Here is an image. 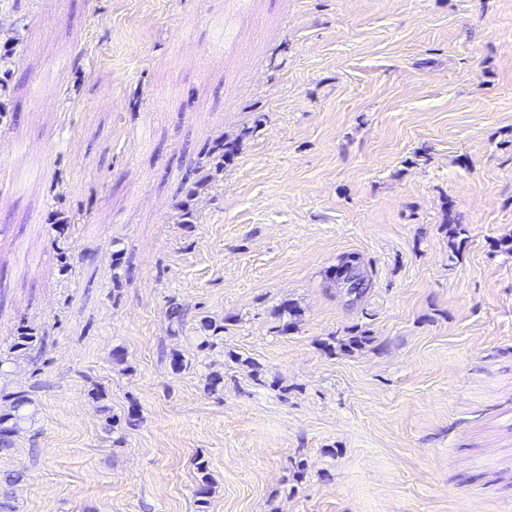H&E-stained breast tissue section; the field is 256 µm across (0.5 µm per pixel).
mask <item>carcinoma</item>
Instances as JSON below:
<instances>
[{"instance_id": "1", "label": "carcinoma", "mask_w": 512, "mask_h": 512, "mask_svg": "<svg viewBox=\"0 0 512 512\" xmlns=\"http://www.w3.org/2000/svg\"><path fill=\"white\" fill-rule=\"evenodd\" d=\"M238 145L234 141L218 142L207 151L210 166L213 170L197 169L199 178L186 191L191 197L213 178V172L224 170V164L237 152ZM345 271L343 284L350 295H362L369 283L355 260L350 259L341 265ZM43 337L27 325L17 328L15 336L7 349H0V456H9L17 447L23 436L31 432L37 415L34 390L30 388H11L6 383L8 367L20 359H31L30 353L41 345ZM89 396L97 403L98 411L105 416L106 432L114 434L119 430L120 423L110 415V408L104 404L106 392L95 386L89 390ZM201 474L195 491L196 505L199 512H205V504L210 494L211 484L208 477V464L201 460L196 463ZM22 482V475L9 472L0 478V512H17L16 490Z\"/></svg>"}]
</instances>
